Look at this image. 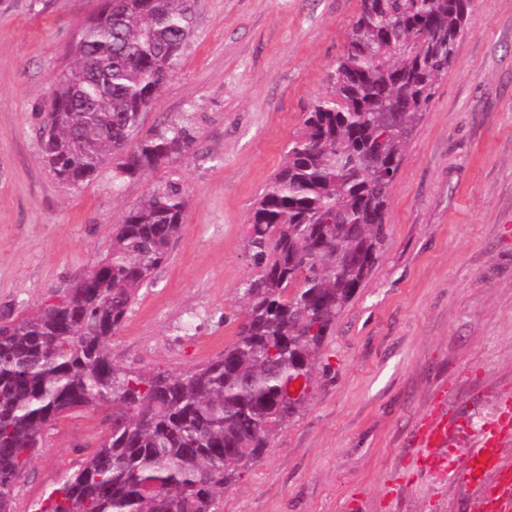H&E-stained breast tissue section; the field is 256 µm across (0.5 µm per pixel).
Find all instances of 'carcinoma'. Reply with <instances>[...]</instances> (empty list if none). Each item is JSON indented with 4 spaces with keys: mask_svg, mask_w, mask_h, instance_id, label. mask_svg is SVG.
Returning a JSON list of instances; mask_svg holds the SVG:
<instances>
[{
    "mask_svg": "<svg viewBox=\"0 0 512 512\" xmlns=\"http://www.w3.org/2000/svg\"><path fill=\"white\" fill-rule=\"evenodd\" d=\"M329 91L255 202L257 273L233 342L178 373L112 361V336L170 256L186 215L179 182L147 194L89 274L27 314L0 318V512L50 431L98 416L80 467L38 512H218V500L303 404L319 348L378 262L389 190L473 0H360ZM194 27V0H106L71 45L40 132L44 163L79 186L112 185L187 151L184 126L142 133Z\"/></svg>",
    "mask_w": 512,
    "mask_h": 512,
    "instance_id": "cac0c4a2",
    "label": "carcinoma"
}]
</instances>
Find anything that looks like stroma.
<instances>
[{
    "mask_svg": "<svg viewBox=\"0 0 512 512\" xmlns=\"http://www.w3.org/2000/svg\"><path fill=\"white\" fill-rule=\"evenodd\" d=\"M105 0H0V314L71 287L153 187L189 190L170 257L112 338L116 364L179 372L229 345L254 268L248 220L307 110L329 87L359 0H197L144 131L178 124L189 153L112 186V167L61 186L39 154L70 42ZM469 30L421 112L390 188L378 263L319 349L299 412L219 512H482L489 487L418 466L438 413L464 468L478 429L512 400V0H475ZM93 424L62 420L18 512L76 469Z\"/></svg>",
    "mask_w": 512,
    "mask_h": 512,
    "instance_id": "obj_1",
    "label": "stroma"
}]
</instances>
